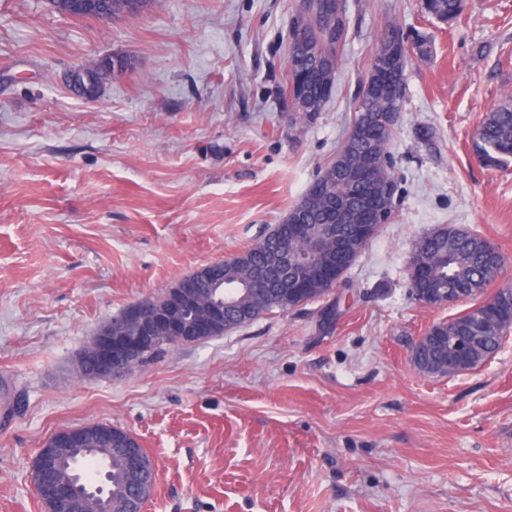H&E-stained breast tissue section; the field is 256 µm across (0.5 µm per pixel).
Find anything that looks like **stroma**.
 I'll use <instances>...</instances> for the list:
<instances>
[{
  "label": "stroma",
  "instance_id": "obj_1",
  "mask_svg": "<svg viewBox=\"0 0 512 512\" xmlns=\"http://www.w3.org/2000/svg\"><path fill=\"white\" fill-rule=\"evenodd\" d=\"M343 2L335 86L304 115L300 0H151L109 22L0 0V512H42L38 449L100 422L155 464L144 512H512V334L470 371L420 372L419 337L466 305L420 304L407 275L416 241L451 224L494 244L512 288V163L472 150L512 100V0H466L450 24L420 0ZM391 26L426 41L388 145L394 217L339 288L82 376L113 316L282 222L335 160ZM110 56L132 67L97 97L65 85Z\"/></svg>",
  "mask_w": 512,
  "mask_h": 512
}]
</instances>
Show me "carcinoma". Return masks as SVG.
<instances>
[{
  "mask_svg": "<svg viewBox=\"0 0 512 512\" xmlns=\"http://www.w3.org/2000/svg\"><path fill=\"white\" fill-rule=\"evenodd\" d=\"M464 6L465 0H425L422 9L442 23H451L461 17ZM294 24L301 26L307 33L316 52L298 60H288L290 94L293 100H302L304 112H319L333 90L338 51L345 40L343 0H317L306 23L302 25L296 19ZM382 39H393L401 45V51L394 53L390 59L392 78L384 81L377 77L375 70L369 71L352 123L354 127L364 126L363 135L358 139L345 140L341 150L347 151L352 157L374 156L380 161L375 174L384 178L390 173V167L383 160L389 157L388 144L393 128L374 121V116L389 112L392 102L401 105L404 72L411 60V51L419 48V45L408 44V40L395 27L386 29ZM474 148L493 166L512 160V103L502 104L488 114L474 140ZM337 197L345 199V205L353 215V222L347 228L352 232L357 231L364 220L365 195L357 187L350 186L349 180L337 171L334 162L320 172L300 201L290 210V214L301 215L302 223L309 225V235L316 236L325 223L330 203ZM308 245L309 242L304 239L288 236L286 225L279 224L245 251L247 265L228 271L225 278L232 283L237 278L251 276L267 265L272 254L285 248L290 253L302 254L307 252ZM416 249L417 256L409 260L407 266L411 289L420 288L421 275L425 274L436 283L448 280L457 282L459 287L466 289L463 299L472 302L467 310L449 319L448 324L432 331L436 340L419 344V369L428 374L448 373L444 367L448 363V349L456 337L464 335V332L455 330V326L474 319L481 320L484 325L481 349L469 352L461 365L476 366L492 357L501 348L505 336L512 332V307H496L492 302H480L482 294L486 293L491 283L484 237L446 226L420 239ZM297 302L295 296L280 293L257 279L249 285L247 292L236 294L234 309L227 316L234 317L235 310L239 308L249 310L248 318L234 322L232 328L235 329L275 310L287 311ZM84 463L104 466L108 472L105 490L112 493V512H121L123 500L131 490L128 463L122 461L116 449L109 447L106 442L86 453L75 451L66 460L71 474L79 483L82 482L80 466Z\"/></svg>",
  "mask_w": 512,
  "mask_h": 512,
  "instance_id": "1",
  "label": "carcinoma"
}]
</instances>
